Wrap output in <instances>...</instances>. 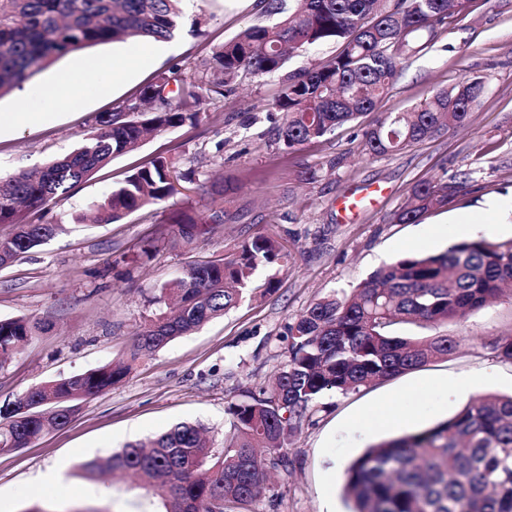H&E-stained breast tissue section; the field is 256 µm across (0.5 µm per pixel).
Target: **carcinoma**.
<instances>
[{
  "instance_id": "cac0c4a2",
  "label": "carcinoma",
  "mask_w": 512,
  "mask_h": 512,
  "mask_svg": "<svg viewBox=\"0 0 512 512\" xmlns=\"http://www.w3.org/2000/svg\"><path fill=\"white\" fill-rule=\"evenodd\" d=\"M180 0H0V96L22 88L59 58L125 38L169 40L180 29ZM285 12L284 0H264V12L287 13L278 23L255 24L212 52L195 80L161 78L122 110L98 116L92 130L69 154L36 170L0 179V224L12 236L0 239V267L41 245L57 224L29 220V213L61 200L113 158L136 150L144 134L202 120L201 104L224 96L241 73L266 76L282 70L293 51L326 42L339 44L332 62L290 75L275 102L282 113L276 143L285 150L323 137L334 128L371 114L404 56L408 37L433 35L467 0H300ZM181 94H165L170 81ZM487 91L468 78L433 93L408 112H389L364 133L365 154L404 150L450 127L467 124ZM450 184L421 182L394 215L416 223L428 211L449 205ZM176 192L173 166L157 157L126 176L96 206L89 219L117 223L165 201ZM178 236L191 242L209 232L193 216L179 219ZM286 257L282 243L259 235L233 254L190 265L162 288L166 310L141 333L133 356L148 354L178 336L235 308L251 288L258 268ZM512 284V238L452 242L436 254L408 252L380 268L351 293L313 303L288 325L289 361L274 388L262 396L245 392L229 407L221 460L200 428L179 423L146 443L129 444L102 460L83 464L93 473L134 470L164 479L166 512H225L252 502L269 467L287 466V435L297 431L327 391L344 395L438 359L458 346L448 336L401 335L397 326L417 327L463 318L504 296ZM46 323L30 317L0 319V367ZM512 361V336L489 342ZM129 366L109 364L34 387L0 409V453L23 448L43 435L38 418H25L21 404L42 403L56 412L53 425L67 424L79 402L98 396L125 378ZM347 512H512V396L474 400L448 421L371 446L345 471Z\"/></svg>"
}]
</instances>
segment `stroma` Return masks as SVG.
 <instances>
[{"mask_svg":"<svg viewBox=\"0 0 512 512\" xmlns=\"http://www.w3.org/2000/svg\"><path fill=\"white\" fill-rule=\"evenodd\" d=\"M181 8L174 54L154 55L149 41H112L68 54L0 97V114L23 112L57 72L70 70L78 79L73 106L48 111L28 126L0 127V178L67 154L101 113L121 109L171 69L197 74L215 48L269 21L259 0H182ZM336 50L328 43L297 54L280 75H241L231 92L204 103L199 124L147 137L136 151L115 157L66 199L47 206L45 219L59 225L57 234L0 269V318L51 323L0 367V408L47 381L110 362L131 366L121 382L80 402L65 427L0 454V499L12 512H27L38 502L48 512H166L158 488L127 473L89 474L84 463L181 422L203 425L209 448L221 455L232 423L230 403L244 392L269 390L288 364V326L312 303L351 292L407 252L434 254L453 240L512 237V0H469L438 28L428 48L403 60L377 112L410 110L467 77L483 78L488 90L466 127L394 154H363L364 118L295 150L274 145L283 75L327 62ZM111 59L120 63L112 74L91 67ZM159 156L188 173L181 194L116 224L74 223L75 214L92 209L132 170ZM463 173L470 186L453 203L414 224L393 222L412 186L448 183ZM354 192L375 198L355 214L341 213L340 199ZM219 193L223 223L192 245L175 243L176 215L209 218ZM491 197L505 202V213L484 214ZM257 235L283 242L287 260L259 268L246 297L224 316L152 354L134 356L162 287L188 264L234 253ZM270 278L276 281L271 291L265 288ZM427 333L459 337L456 353L345 395H322L285 440L287 467L270 469L266 489L244 512H346L345 467L365 448L450 419L469 398L512 393V362L489 347L491 339L512 335V300ZM468 375L477 376V385L469 397L454 396L456 383ZM376 406L390 407L395 424L365 423L364 414ZM56 470L59 484L40 485L44 473Z\"/></svg>","mask_w":512,"mask_h":512,"instance_id":"obj_1","label":"stroma"}]
</instances>
